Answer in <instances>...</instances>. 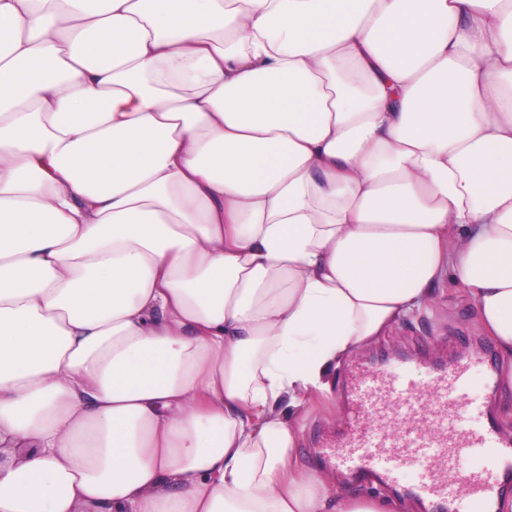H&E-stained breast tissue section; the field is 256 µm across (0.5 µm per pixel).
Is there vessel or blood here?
<instances>
[{
    "instance_id": "vessel-or-blood-1",
    "label": "vessel or blood",
    "mask_w": 512,
    "mask_h": 512,
    "mask_svg": "<svg viewBox=\"0 0 512 512\" xmlns=\"http://www.w3.org/2000/svg\"><path fill=\"white\" fill-rule=\"evenodd\" d=\"M470 374V361H458L431 372L423 390L405 369L361 372L349 434L329 452L331 464L353 473L371 469L388 481L418 464L421 474L411 490L428 512H445L451 503L481 512L499 477L512 474V445L491 426L462 425ZM482 456L497 462L496 473L467 468L469 459Z\"/></svg>"
}]
</instances>
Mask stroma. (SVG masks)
Segmentation results:
<instances>
[{"label":"stroma","mask_w":512,"mask_h":512,"mask_svg":"<svg viewBox=\"0 0 512 512\" xmlns=\"http://www.w3.org/2000/svg\"><path fill=\"white\" fill-rule=\"evenodd\" d=\"M478 352L485 361L472 369L470 406L463 419L467 426L495 421L491 406L505 394V384L512 377V363L500 358L483 335L464 289L450 288L430 311L395 327L371 349L351 358L337 370L332 400L313 408L307 419L302 444L306 461L320 464L323 438L343 430L355 373L372 369L376 363L386 360L398 367H410L417 384L422 386L426 383V370L420 367V360L446 363ZM489 370L494 373L495 386L487 392L483 383Z\"/></svg>","instance_id":"35a3bbf8"}]
</instances>
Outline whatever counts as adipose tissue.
<instances>
[{
    "mask_svg": "<svg viewBox=\"0 0 512 512\" xmlns=\"http://www.w3.org/2000/svg\"><path fill=\"white\" fill-rule=\"evenodd\" d=\"M451 283L512 361V0H0V512H421L301 420Z\"/></svg>",
    "mask_w": 512,
    "mask_h": 512,
    "instance_id": "ef3b65f1",
    "label": "adipose tissue"
}]
</instances>
